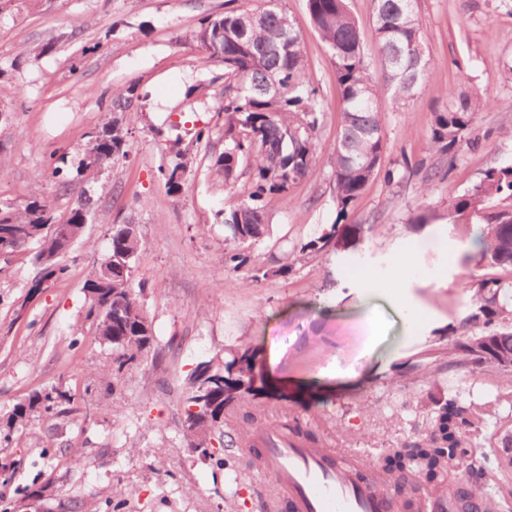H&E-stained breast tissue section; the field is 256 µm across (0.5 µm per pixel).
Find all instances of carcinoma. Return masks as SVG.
I'll return each instance as SVG.
<instances>
[{
	"instance_id": "cac0c4a2",
	"label": "carcinoma",
	"mask_w": 512,
	"mask_h": 512,
	"mask_svg": "<svg viewBox=\"0 0 512 512\" xmlns=\"http://www.w3.org/2000/svg\"><path fill=\"white\" fill-rule=\"evenodd\" d=\"M309 18L330 54L340 101V121L331 145L336 206L345 214L367 189L377 174L386 141L383 135L380 99L388 95L401 106L426 85L430 60L416 0H374L377 54L383 72L382 83L369 74L359 29L347 0H307ZM192 38L224 64V103L217 110L219 122L198 129L192 144L210 146L213 135L224 139V152L209 158L208 170L232 189L242 172H248L237 202L224 210V224L232 247L224 253V263L236 271L249 261L248 250L270 235L267 210L270 199L285 200L290 187L303 179L316 156L317 131L324 119L319 89L313 84L302 38L281 6V0H257L253 9L229 8L222 14L199 21ZM142 96L135 84L112 92V118L86 134L83 158L77 174L95 167L108 169L128 155V117L139 112ZM488 100L451 93L436 112L427 139L430 151L446 155L454 150L477 112ZM196 160L188 149L174 151L167 166L160 169L169 192L188 191L186 173ZM410 175L421 176L419 195L426 197L427 182L437 169L420 161L405 164ZM91 199L82 197L70 211L74 241L64 242V233L54 234L56 224L51 207L33 197L23 205L0 200V256L35 246L32 261L40 275L32 285L37 290L48 280L62 277L67 266L63 258L71 252L84 230L80 219L91 214ZM448 223L460 236L474 242L480 260L502 268H512V164L491 169L466 194L448 204ZM141 245L135 224H114L107 257L96 265L84 282L89 299L86 319L95 328L99 341L112 347L113 375L151 352L163 360L152 334L151 322L136 290L145 283H133L132 274ZM508 288L494 281L483 284L472 298L475 311L463 320L471 325L485 320L497 322L489 335L495 347L512 352V311L507 308ZM477 337L448 349V356L462 353L477 368L492 358L479 356ZM209 376L192 372L182 423L186 446L208 453L213 436L233 435L227 431L229 418L269 426L265 409L253 399L255 358L251 355L230 361L198 364ZM73 397L55 387L37 391L16 404L3 429L9 442L15 428L24 426L36 413L53 418L74 412ZM473 412L466 407L444 409L423 437L387 449L388 470L401 471L414 465L437 486L457 462L468 453L467 428Z\"/></svg>"
}]
</instances>
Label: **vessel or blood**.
<instances>
[{
    "label": "vessel or blood",
    "mask_w": 512,
    "mask_h": 512,
    "mask_svg": "<svg viewBox=\"0 0 512 512\" xmlns=\"http://www.w3.org/2000/svg\"><path fill=\"white\" fill-rule=\"evenodd\" d=\"M252 443L267 480L261 512H393L395 489L377 488L368 455L308 448L276 427L256 432Z\"/></svg>",
    "instance_id": "obj_1"
}]
</instances>
